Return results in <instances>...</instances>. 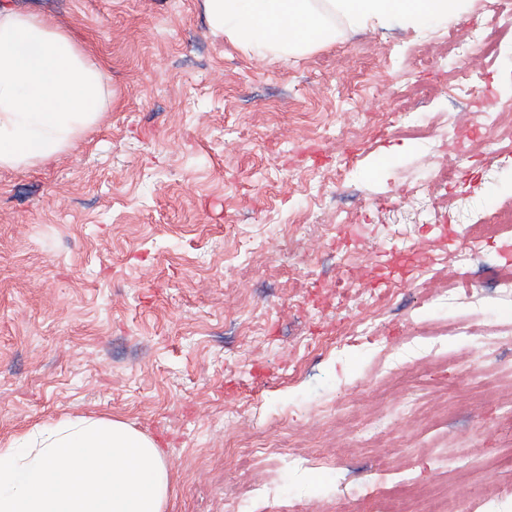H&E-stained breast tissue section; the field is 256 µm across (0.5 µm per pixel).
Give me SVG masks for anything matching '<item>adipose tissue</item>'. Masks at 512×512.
<instances>
[{
    "label": "adipose tissue",
    "mask_w": 512,
    "mask_h": 512,
    "mask_svg": "<svg viewBox=\"0 0 512 512\" xmlns=\"http://www.w3.org/2000/svg\"><path fill=\"white\" fill-rule=\"evenodd\" d=\"M469 0H205L209 21L278 57L334 40L336 19L421 26ZM112 101L111 76L45 17L0 6V168L34 167L67 150ZM158 444L121 421L64 418L0 443V512H166Z\"/></svg>",
    "instance_id": "ef3b65f1"
}]
</instances>
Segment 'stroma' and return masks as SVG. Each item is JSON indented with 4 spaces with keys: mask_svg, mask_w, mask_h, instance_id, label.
<instances>
[{
    "mask_svg": "<svg viewBox=\"0 0 512 512\" xmlns=\"http://www.w3.org/2000/svg\"><path fill=\"white\" fill-rule=\"evenodd\" d=\"M489 3L417 29L341 25L282 61L211 28L204 0H0L72 32L113 91L60 156L0 169V439L63 417L122 421L164 453L167 512H224L226 445L258 435L338 465L255 463L238 492L268 478L281 490L254 512H368L363 485L382 495L455 470L479 482L464 512H482L501 474L472 460L512 443L496 401L473 391L481 371L512 373V300L490 278L504 241L481 242L482 315L445 355L404 342L462 311L430 300L458 269L446 249L396 286L376 349L324 345L369 308L382 248L426 252L440 231L457 237L449 211L475 220L512 199V168L496 167L483 130L460 157L442 127L512 99V58L481 63V88L456 96L450 76L467 61L419 62ZM416 84L436 89L414 111L437 128L426 144L397 130ZM455 157L463 183L486 177L489 191L462 183L424 212L412 191ZM492 325L504 336L479 341Z\"/></svg>",
    "mask_w": 512,
    "mask_h": 512,
    "instance_id": "obj_1",
    "label": "stroma"
}]
</instances>
